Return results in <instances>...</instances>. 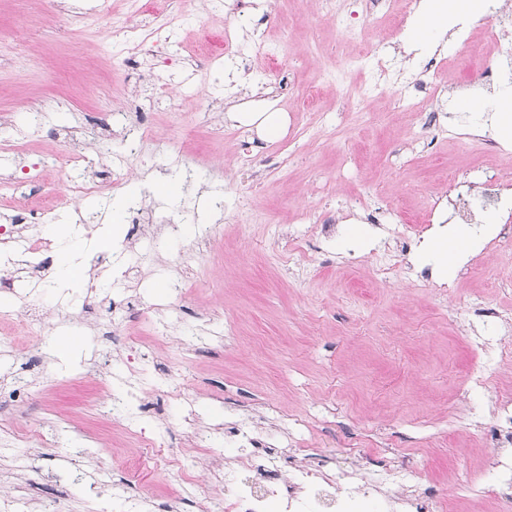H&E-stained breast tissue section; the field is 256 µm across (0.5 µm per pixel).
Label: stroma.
Listing matches in <instances>:
<instances>
[{"label":"stroma","mask_w":512,"mask_h":512,"mask_svg":"<svg viewBox=\"0 0 512 512\" xmlns=\"http://www.w3.org/2000/svg\"><path fill=\"white\" fill-rule=\"evenodd\" d=\"M100 0H67L70 25L59 27L57 0H0V179L25 173L0 225L47 192L63 194L69 157L92 171L117 173L138 186L154 231L135 225L113 243L135 275L89 254L76 287L53 277L17 278L0 320L37 308L44 327L0 349V379L29 367L42 383L27 402L0 397V512H199L224 489V475L194 432L234 460L224 433L249 423L273 452L326 468L394 474L412 496L432 493L438 512H500V454L488 437L496 401L512 391V361L484 364V387L468 376L481 343L512 342V242L473 262L486 229L469 225L470 241L454 276L437 262L419 263V245H400L404 225L428 212L431 198L449 206L457 182L482 171L512 175V139L491 129L487 112H463V97L488 100L484 69L512 51L491 11L458 18L455 43L434 53L409 52L410 16L398 10L379 26L359 18L362 0H338L348 28L320 19L317 0H256L251 16L233 0H173L174 33L162 43L179 67L124 66L125 0L112 15ZM231 30L247 58L201 61L204 34ZM418 78L431 82L424 109L442 107L443 127H424L421 111L399 103L389 85L351 107L341 89L367 78L378 44ZM287 78L293 91L279 90ZM317 88L311 112L298 94ZM297 116L278 140L228 120L251 111L255 90ZM140 118L149 130L127 153L114 113ZM253 143L249 169L263 189L239 195L243 142ZM190 169L179 200L155 197L157 180ZM223 207H215V198ZM110 195L80 197L54 220L82 224L97 238L110 220ZM387 207L364 237L342 217L357 203ZM312 211L336 218L334 236L313 237L301 221ZM301 241L303 253L289 251ZM182 280L183 294L171 288ZM76 331L81 353L61 361L53 337ZM149 357L131 364L132 349ZM182 375L169 393L166 370ZM136 420L162 445L150 449L147 480L132 478L139 456L127 432ZM37 431L16 436L19 427ZM484 497L468 494L472 483Z\"/></svg>","instance_id":"stroma-1"}]
</instances>
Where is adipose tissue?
I'll return each mask as SVG.
<instances>
[{"label": "adipose tissue", "instance_id": "adipose-tissue-1", "mask_svg": "<svg viewBox=\"0 0 512 512\" xmlns=\"http://www.w3.org/2000/svg\"><path fill=\"white\" fill-rule=\"evenodd\" d=\"M484 0H421L405 35L406 42L420 51L435 49L448 31L449 21L457 16L479 17L483 12ZM231 120L256 126L270 141L279 139L287 125L288 118L281 112L274 100L262 98L253 103L249 112H234ZM112 223L104 225L99 242L88 241L82 228L76 224H48L46 235L56 242L55 251L56 284L61 288L75 287L81 277L83 262L87 254L96 247L106 248L112 237Z\"/></svg>", "mask_w": 512, "mask_h": 512}]
</instances>
